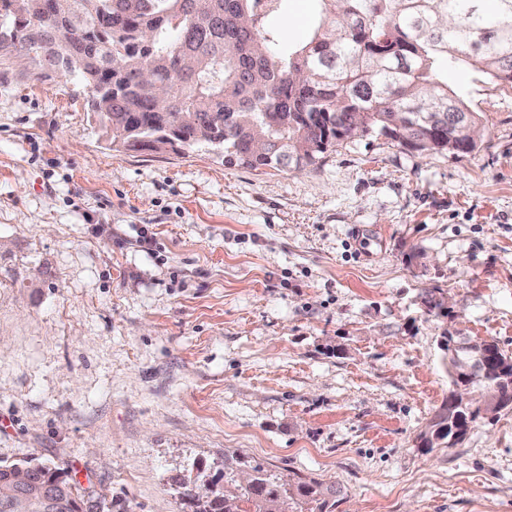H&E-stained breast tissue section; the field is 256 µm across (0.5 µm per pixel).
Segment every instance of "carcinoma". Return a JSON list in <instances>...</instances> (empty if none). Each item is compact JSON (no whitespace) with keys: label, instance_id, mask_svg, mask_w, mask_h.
Instances as JSON below:
<instances>
[{"label":"carcinoma","instance_id":"obj_1","mask_svg":"<svg viewBox=\"0 0 512 512\" xmlns=\"http://www.w3.org/2000/svg\"><path fill=\"white\" fill-rule=\"evenodd\" d=\"M70 0L67 25L44 20L40 0L0 11L2 51L47 41L71 68L35 71L90 92L89 111L118 149L189 150L222 122L224 161L300 169L336 145L375 133L418 152L469 153L480 118L448 87L464 64L512 83V0H314L311 35L298 48L271 26L278 0ZM475 418L436 412L443 438H464ZM34 464L28 483L0 461V512L20 495L65 501L81 512L73 483ZM224 483L186 493L193 512H331L319 483L284 479L240 455L224 459Z\"/></svg>","mask_w":512,"mask_h":512}]
</instances>
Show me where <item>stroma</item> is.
I'll return each mask as SVG.
<instances>
[{"label":"stroma","mask_w":512,"mask_h":512,"mask_svg":"<svg viewBox=\"0 0 512 512\" xmlns=\"http://www.w3.org/2000/svg\"><path fill=\"white\" fill-rule=\"evenodd\" d=\"M313 10L280 0V41ZM448 83L473 152L366 134L278 171L112 150L87 89L0 75V461L56 465L87 512H191L232 454L332 512H512V409L423 443L444 335L512 355V84Z\"/></svg>","instance_id":"stroma-1"}]
</instances>
